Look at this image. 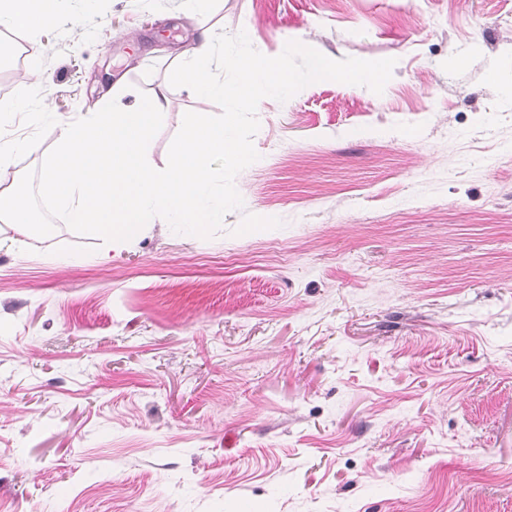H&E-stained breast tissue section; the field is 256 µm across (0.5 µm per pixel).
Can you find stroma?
<instances>
[{
	"label": "stroma",
	"instance_id": "stroma-1",
	"mask_svg": "<svg viewBox=\"0 0 512 512\" xmlns=\"http://www.w3.org/2000/svg\"><path fill=\"white\" fill-rule=\"evenodd\" d=\"M205 26L396 65L262 99L211 239L0 219V512H512V0H62L0 27V102L38 58L58 122L1 175L116 84L163 168Z\"/></svg>",
	"mask_w": 512,
	"mask_h": 512
}]
</instances>
